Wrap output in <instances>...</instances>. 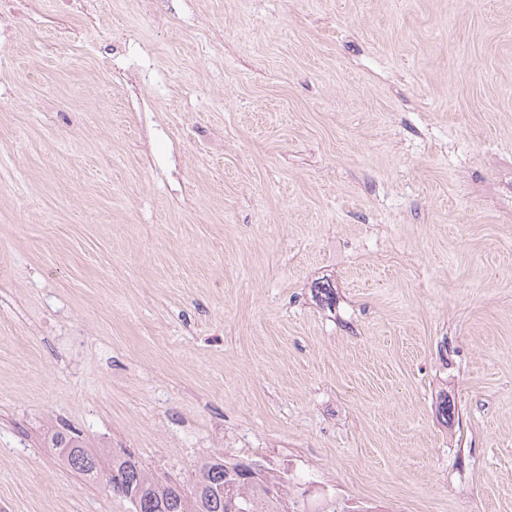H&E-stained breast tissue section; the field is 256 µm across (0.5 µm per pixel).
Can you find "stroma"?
<instances>
[{"mask_svg": "<svg viewBox=\"0 0 512 512\" xmlns=\"http://www.w3.org/2000/svg\"><path fill=\"white\" fill-rule=\"evenodd\" d=\"M0 82V512H131L58 431L512 512V0H100ZM55 448H59L68 466L75 472L94 476L98 474L99 460L82 446L77 445L71 437L55 433Z\"/></svg>", "mask_w": 512, "mask_h": 512, "instance_id": "1", "label": "stroma"}]
</instances>
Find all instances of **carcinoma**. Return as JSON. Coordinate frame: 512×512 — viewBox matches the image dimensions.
Listing matches in <instances>:
<instances>
[{"label": "carcinoma", "instance_id": "obj_1", "mask_svg": "<svg viewBox=\"0 0 512 512\" xmlns=\"http://www.w3.org/2000/svg\"><path fill=\"white\" fill-rule=\"evenodd\" d=\"M54 439L73 471L88 476L98 473L99 460L93 453L62 433L55 434ZM109 473L120 477L123 497L133 512H197L200 503L204 512H264L279 505L276 484L268 481L266 487L259 488V473L251 465L221 458L201 462L195 469L197 479L187 491L180 484L155 481L129 457L112 458Z\"/></svg>", "mask_w": 512, "mask_h": 512}]
</instances>
